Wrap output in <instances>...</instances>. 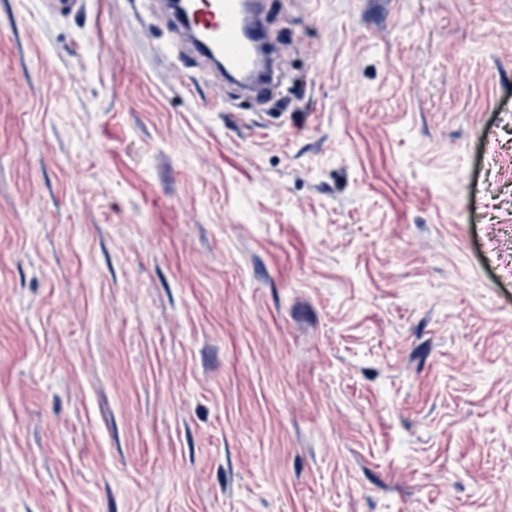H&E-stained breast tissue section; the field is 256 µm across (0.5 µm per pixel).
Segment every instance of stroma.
Here are the masks:
<instances>
[{
  "mask_svg": "<svg viewBox=\"0 0 512 512\" xmlns=\"http://www.w3.org/2000/svg\"><path fill=\"white\" fill-rule=\"evenodd\" d=\"M263 2L0 0V512H512V0ZM151 2L158 4L154 13L157 24L176 37L164 52L172 54L176 61L191 57L196 62L209 63L219 86L225 79L255 96L269 91V84L262 79L243 78L255 68V58L242 32L240 0H181L180 10L173 9L169 0ZM239 79L246 81L241 83Z\"/></svg>",
  "mask_w": 512,
  "mask_h": 512,
  "instance_id": "obj_1",
  "label": "stroma"
}]
</instances>
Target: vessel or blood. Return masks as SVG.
Here are the masks:
<instances>
[{"mask_svg":"<svg viewBox=\"0 0 512 512\" xmlns=\"http://www.w3.org/2000/svg\"><path fill=\"white\" fill-rule=\"evenodd\" d=\"M154 18L171 30L175 39L166 51L175 60L193 57L211 64L218 79L239 83L242 91L256 96L268 92L267 83L251 78L255 58L241 28L240 0H156Z\"/></svg>","mask_w":512,"mask_h":512,"instance_id":"1","label":"vessel or blood"}]
</instances>
